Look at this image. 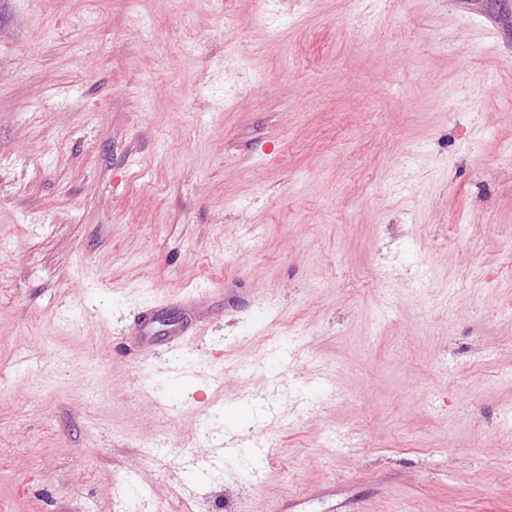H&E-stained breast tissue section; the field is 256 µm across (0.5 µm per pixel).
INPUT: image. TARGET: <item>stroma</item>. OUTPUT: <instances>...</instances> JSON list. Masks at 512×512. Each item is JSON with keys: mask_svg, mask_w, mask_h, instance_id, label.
Segmentation results:
<instances>
[{"mask_svg": "<svg viewBox=\"0 0 512 512\" xmlns=\"http://www.w3.org/2000/svg\"><path fill=\"white\" fill-rule=\"evenodd\" d=\"M185 506L512 512V0H0V512ZM182 302L188 311L185 313L186 316L183 323L178 327L168 329L163 336H158L157 332L149 326L142 328L140 336L145 344L153 346L157 351L167 350L169 348L168 345L178 342L184 336L200 335L203 330L204 321L200 316L196 315L192 300L184 298ZM244 448H222V445L211 449V454H198L190 452L188 460L183 456L186 466H191L194 477L197 481H205L210 476L212 461L214 458H226L240 453Z\"/></svg>", "mask_w": 512, "mask_h": 512, "instance_id": "obj_1", "label": "stroma"}]
</instances>
